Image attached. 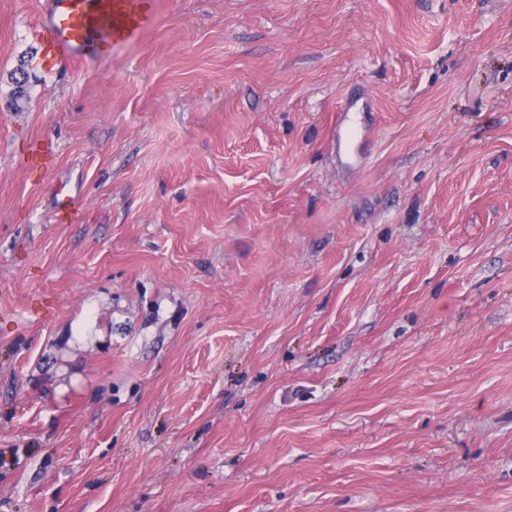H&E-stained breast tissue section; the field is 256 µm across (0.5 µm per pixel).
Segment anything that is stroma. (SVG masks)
Listing matches in <instances>:
<instances>
[{
  "label": "stroma",
  "instance_id": "35a3bbf8",
  "mask_svg": "<svg viewBox=\"0 0 512 512\" xmlns=\"http://www.w3.org/2000/svg\"><path fill=\"white\" fill-rule=\"evenodd\" d=\"M43 2L0 0V512H512V0H157L53 71ZM10 80L13 88L7 107L13 112H22L30 100L28 91L30 86L29 74L20 67V69L17 68L10 74ZM350 104L345 102L340 106V112L343 119L336 124L334 132V142L336 145V155L345 164L351 165L354 154L352 152V142L361 134L360 130L354 129L349 123Z\"/></svg>",
  "mask_w": 512,
  "mask_h": 512
}]
</instances>
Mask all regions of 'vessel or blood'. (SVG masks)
<instances>
[{
    "mask_svg": "<svg viewBox=\"0 0 512 512\" xmlns=\"http://www.w3.org/2000/svg\"><path fill=\"white\" fill-rule=\"evenodd\" d=\"M155 0H46L34 30L57 64L85 63L108 56L116 42L137 40L152 25ZM360 135L348 120L336 125V154L352 161Z\"/></svg>",
    "mask_w": 512,
    "mask_h": 512,
    "instance_id": "1",
    "label": "vessel or blood"
}]
</instances>
